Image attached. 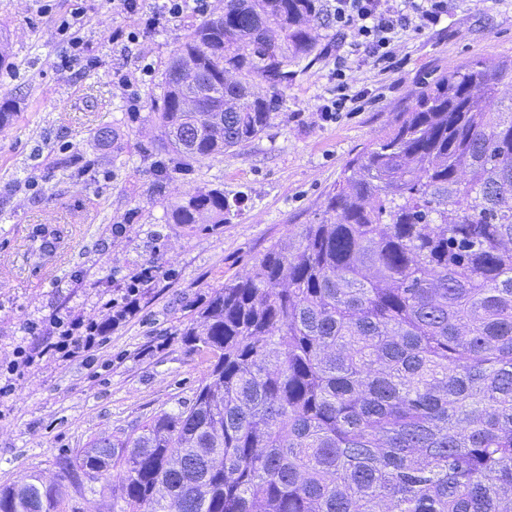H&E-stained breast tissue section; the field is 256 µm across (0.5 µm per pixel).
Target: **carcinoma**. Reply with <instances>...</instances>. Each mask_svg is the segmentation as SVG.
Returning <instances> with one entry per match:
<instances>
[{
    "instance_id": "1",
    "label": "carcinoma",
    "mask_w": 512,
    "mask_h": 512,
    "mask_svg": "<svg viewBox=\"0 0 512 512\" xmlns=\"http://www.w3.org/2000/svg\"><path fill=\"white\" fill-rule=\"evenodd\" d=\"M324 0H224L174 50L158 125L177 169L264 132L318 57ZM193 71V109L182 68ZM512 61L456 66L345 166L317 224L211 292L182 330L210 371L190 405L74 465L112 512H512ZM22 110L0 102V127ZM195 189L170 224L215 231ZM60 482L0 512H60Z\"/></svg>"
}]
</instances>
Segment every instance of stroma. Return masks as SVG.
Segmentation results:
<instances>
[{
  "label": "stroma",
  "mask_w": 512,
  "mask_h": 512,
  "mask_svg": "<svg viewBox=\"0 0 512 512\" xmlns=\"http://www.w3.org/2000/svg\"><path fill=\"white\" fill-rule=\"evenodd\" d=\"M155 0L120 11L110 0H0V33L12 65L0 70V100H22L0 128V364L16 347L55 333L56 317L109 325L93 362L46 356L17 381L0 407V486L30 474L62 481L63 512H110L112 500L73 471L76 455L102 435L133 433L163 410L190 404L208 362L180 331L209 293L245 277L271 246L317 222L347 161L385 132L423 83L473 60H512V0H449L436 28L399 33L395 63L382 70L330 27L326 52L280 88L272 125L251 142L169 171L157 194V110L166 63L206 12H187L154 30ZM82 16L80 60L57 33ZM344 62L352 90L368 93L362 111L324 121ZM117 129V145L94 132ZM223 189L237 210L217 230L164 219L166 206L196 188ZM157 267L136 313L119 325L102 308L142 267Z\"/></svg>",
  "instance_id": "35a3bbf8"
}]
</instances>
